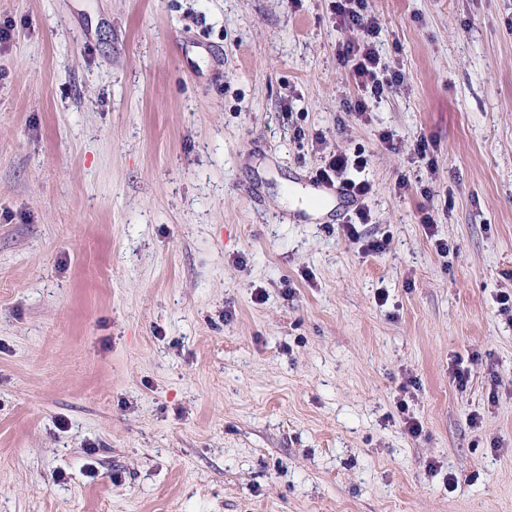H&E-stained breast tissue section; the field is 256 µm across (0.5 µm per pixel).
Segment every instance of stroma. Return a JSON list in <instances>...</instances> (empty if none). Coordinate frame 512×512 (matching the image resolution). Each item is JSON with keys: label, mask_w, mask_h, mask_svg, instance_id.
Wrapping results in <instances>:
<instances>
[{"label": "stroma", "mask_w": 512, "mask_h": 512, "mask_svg": "<svg viewBox=\"0 0 512 512\" xmlns=\"http://www.w3.org/2000/svg\"><path fill=\"white\" fill-rule=\"evenodd\" d=\"M370 7L0 0V512H512V0ZM337 26L356 32L358 37L339 44L337 55L342 64L350 67L358 89L357 97L347 104L349 111L367 112L368 99H381L401 82V73L383 58L376 49L379 24L367 0L333 1ZM363 154L364 153L362 151L356 152L352 157L347 153L332 154L325 160L324 165L316 172L317 180L322 182L313 181L311 183L313 192L318 197H322L331 192L336 193L338 205L340 206V213H336V219L339 215H342V213L350 209L353 206L354 201L342 190H335L328 184L334 186L335 183H338L342 189H345L358 200L365 199L370 194L371 185L368 181L364 179H355L351 176L352 170L361 173L366 169L368 159Z\"/></svg>", "instance_id": "1"}]
</instances>
